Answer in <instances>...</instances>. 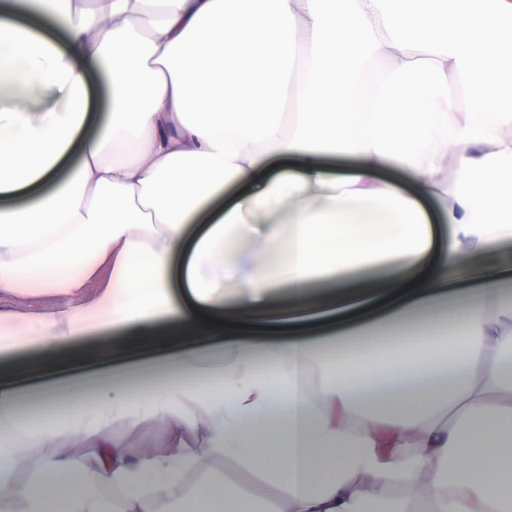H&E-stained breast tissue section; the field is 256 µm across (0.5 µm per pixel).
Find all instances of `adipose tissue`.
Instances as JSON below:
<instances>
[{
    "mask_svg": "<svg viewBox=\"0 0 512 512\" xmlns=\"http://www.w3.org/2000/svg\"><path fill=\"white\" fill-rule=\"evenodd\" d=\"M36 81L52 106L0 113V293L66 297L111 273L89 307L35 325L0 312V350L37 346L31 373L89 365L96 349L68 343L119 327L130 350L176 346L181 375L62 415L55 391L25 411L1 379L0 512H94L98 485L112 512H157L219 456L279 496L228 473L199 484L202 512H367L361 476L394 512H512V271L450 308L449 346L429 331L459 253L512 241V0H0V84ZM335 156L351 170L331 175ZM287 198V228L238 252L244 211ZM227 277L233 322L271 339L264 365L239 336L218 365L196 347ZM283 283L287 320L259 321ZM146 419L167 448L109 433ZM62 441L95 470L61 455L14 481ZM91 91V112H95L96 119L104 112L107 96L108 82L100 72L94 71L87 77Z\"/></svg>",
    "mask_w": 512,
    "mask_h": 512,
    "instance_id": "ef3b65f1",
    "label": "adipose tissue"
}]
</instances>
